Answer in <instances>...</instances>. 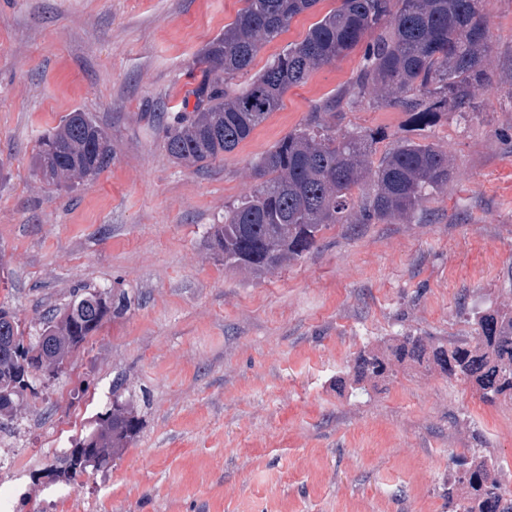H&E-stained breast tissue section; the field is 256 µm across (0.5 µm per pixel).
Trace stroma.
<instances>
[{"mask_svg":"<svg viewBox=\"0 0 512 512\" xmlns=\"http://www.w3.org/2000/svg\"><path fill=\"white\" fill-rule=\"evenodd\" d=\"M243 0H0V302L36 330L82 287L125 295L37 395L21 399L0 485L23 512H454L455 456L478 452L512 490V403H487L439 370L338 387L355 353L408 332L447 342L512 301V0H486L489 85L466 119L414 130L401 107L342 108L336 130L383 132L446 152L454 177L401 224H336L261 276L225 266L212 224L249 193L256 159L347 85L355 48L290 88L234 151L204 169L172 161L164 130L201 78L199 50ZM318 0L264 44L301 41ZM90 113L112 160L66 191L32 167L40 136ZM132 395L135 441L110 468L59 489L41 473Z\"/></svg>","mask_w":512,"mask_h":512,"instance_id":"stroma-1","label":"stroma"}]
</instances>
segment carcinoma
Listing matches in <instances>:
<instances>
[{"instance_id":"carcinoma-1","label":"carcinoma","mask_w":512,"mask_h":512,"mask_svg":"<svg viewBox=\"0 0 512 512\" xmlns=\"http://www.w3.org/2000/svg\"><path fill=\"white\" fill-rule=\"evenodd\" d=\"M244 2L224 32L200 51L206 68L193 91V110L178 113L166 128V150L176 163L203 168L233 151L280 108L289 88L306 83L315 70L360 43L365 49L360 69L342 92L318 101L300 127L261 154L252 166V190L224 212V223L211 227L210 247L224 264L273 272L302 257L332 224L352 219L397 224L448 185L453 170L436 145L402 138L376 165L371 160L376 135L336 134V112L365 99L398 105L420 130L450 111L465 116L475 91L487 81L485 0H338L302 41L284 47L248 84L233 89L229 80L248 70L260 48L318 0ZM111 160L105 130L89 113L75 109L40 137L33 167L47 183L71 188ZM366 186L371 193L355 200V191ZM126 304V297L116 299L107 290L93 306L77 309L70 302L50 310L46 322L69 336L59 356L84 347ZM473 324L475 335L448 345L409 333L382 353L363 349L348 375L356 383L384 380L410 362L471 383L487 402L512 400V306L478 311ZM2 328L10 340L0 346V386H13L16 398L31 386L24 372L27 347L19 319L4 304ZM112 401L124 408L102 414L92 431L62 451L46 477L74 484L87 472L84 460L92 449L101 452V469L136 439L140 419L118 384L112 387ZM455 465L459 471L447 495L456 502V512H512V493L495 465L476 453L457 457Z\"/></svg>"}]
</instances>
